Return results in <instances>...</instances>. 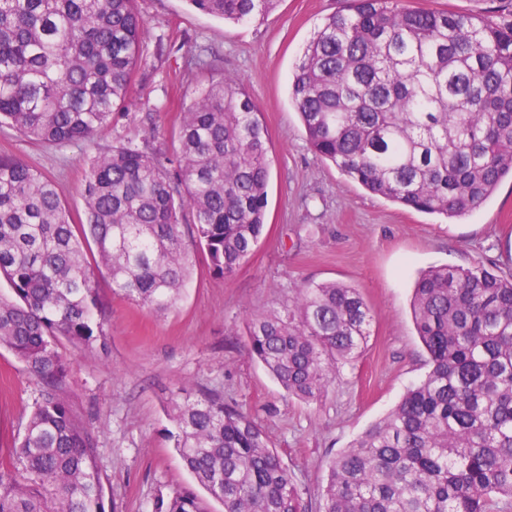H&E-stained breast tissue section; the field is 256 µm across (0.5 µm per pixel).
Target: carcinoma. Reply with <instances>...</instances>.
Wrapping results in <instances>:
<instances>
[{"label": "carcinoma", "instance_id": "obj_1", "mask_svg": "<svg viewBox=\"0 0 512 512\" xmlns=\"http://www.w3.org/2000/svg\"><path fill=\"white\" fill-rule=\"evenodd\" d=\"M235 24L278 0H189ZM145 23L136 0H0V124L41 143L93 148L84 221L53 181L0 155V347L39 384L0 467V512H105L93 428L71 413L57 346L103 336L88 253L123 297L161 311L192 258L182 218L210 268L228 277L266 223L268 130L235 76L183 112L175 157L131 141L101 148L132 105ZM290 97L311 149L368 192L448 220L512 176V19L346 0L314 31ZM412 317L430 369L328 469L322 512H512V275L481 262L423 273ZM359 289L299 288L286 313L246 324L250 350L290 396L313 401L370 336ZM175 448L224 512H302L288 470L252 417L214 394L175 404ZM155 512H211L193 489Z\"/></svg>", "mask_w": 512, "mask_h": 512}]
</instances>
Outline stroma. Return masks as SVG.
Masks as SVG:
<instances>
[{
    "label": "stroma",
    "instance_id": "35a3bbf8",
    "mask_svg": "<svg viewBox=\"0 0 512 512\" xmlns=\"http://www.w3.org/2000/svg\"><path fill=\"white\" fill-rule=\"evenodd\" d=\"M492 18L512 0H401ZM343 0H279L264 20L230 24L187 0H138L147 33L129 110L114 113L98 143L131 139L174 155L190 100L223 76L241 78L270 135L267 225L251 256L229 277L203 253L176 305L156 315L115 294L97 276L104 340L90 349L62 344L72 364L63 385L73 416L95 427L105 512H154L160 499L194 480L174 448V403L216 394L248 413L268 436L304 512H321L331 460L386 416L424 378L428 355L411 314L419 275L474 261L512 274V179L454 220L421 213L366 191L309 147L289 94L293 68L314 29ZM0 154L49 176L62 203L84 213L83 144L50 145L0 125ZM359 288L371 313L363 355L339 364L323 396L288 397L249 351L246 320L281 311L296 289L325 282ZM38 382L0 348V453L33 410Z\"/></svg>",
    "mask_w": 512,
    "mask_h": 512
}]
</instances>
